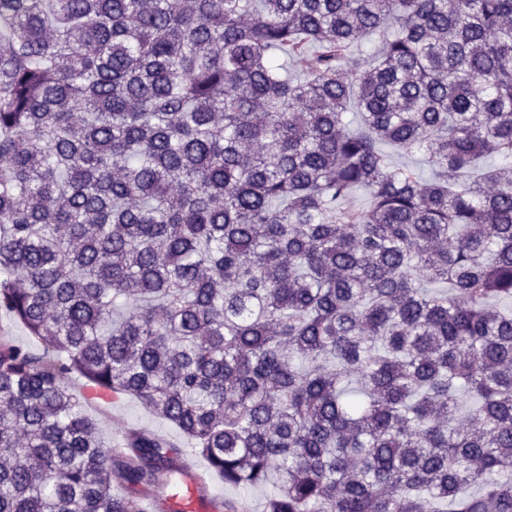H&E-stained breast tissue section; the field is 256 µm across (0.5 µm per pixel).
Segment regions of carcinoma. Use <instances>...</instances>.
<instances>
[{"mask_svg":"<svg viewBox=\"0 0 512 512\" xmlns=\"http://www.w3.org/2000/svg\"><path fill=\"white\" fill-rule=\"evenodd\" d=\"M0 310V512H512V0H0ZM1 335L8 336L15 344L29 347L34 351L42 352L40 344L29 336L26 328L2 311L0 312V336ZM85 411L97 424L100 436L112 444V448H123L124 434L128 429H140L162 436L172 442L179 443L185 451L184 463L193 469H201L208 477V492L221 496L224 501L206 497L201 493L205 487L203 479L191 469L187 478L186 488L180 500L171 502L172 510L219 512L223 503L233 501L237 504V512H256L262 510L266 498L274 493L272 488H241L224 484V480L209 466L207 460L198 455L179 431L166 421L151 414L137 399L128 395H114L109 401H93L85 407ZM246 510V511H244Z\"/></svg>","mask_w":512,"mask_h":512,"instance_id":"obj_1","label":"carcinoma"}]
</instances>
